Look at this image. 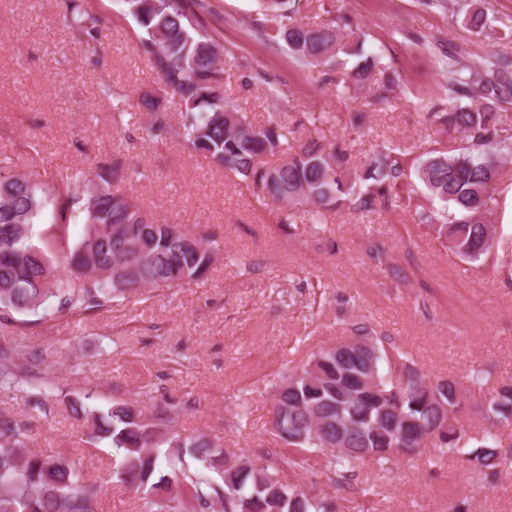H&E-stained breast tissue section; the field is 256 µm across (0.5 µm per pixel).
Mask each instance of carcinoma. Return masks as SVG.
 Masks as SVG:
<instances>
[{
	"label": "carcinoma",
	"mask_w": 512,
	"mask_h": 512,
	"mask_svg": "<svg viewBox=\"0 0 512 512\" xmlns=\"http://www.w3.org/2000/svg\"><path fill=\"white\" fill-rule=\"evenodd\" d=\"M143 30L139 52L158 75L165 94L182 107V121H169L164 100L142 95L136 106L149 115L141 133L157 146L180 141L214 165L240 177L289 209L311 206L309 220L322 226V211L338 208L368 214L387 205L391 190L415 169L428 194L445 203L419 206L415 220L434 231L442 244L468 264L481 263L499 234L489 219L502 164L512 156V133L500 111L512 103V58L491 55L440 59L448 74V104L426 105L422 121L439 137L458 140L455 148L432 147L409 162L408 152L383 145L364 171L347 174L352 146L302 142L291 129L270 118L252 123L224 96V67L218 42L194 21L182 0H124ZM290 0H271L257 32L284 40L306 66H321L344 95L372 80L369 105L382 108L391 77L378 58L343 44L345 16L313 27L292 19ZM72 36L86 45L95 63L105 21L79 0H62ZM477 35L509 37L512 22L474 10L465 19ZM356 56L351 68L340 55ZM112 101L113 120L132 139L129 96L112 85L99 86ZM469 103H462V99ZM121 152L97 160L92 177L78 175L83 190L51 187L0 165V313H35L50 301L55 312H99L157 288H182L203 279L217 254L208 241L181 224L156 220L144 203L114 191L126 176ZM53 224L83 216L84 232L69 245L51 233L37 245L34 224L47 206ZM353 345L321 347L307 362L288 369L270 384L269 434L274 447L253 459L232 452L207 434L176 430L190 400L163 399L149 411L137 400L118 399L106 409L86 408L91 433L119 456L115 474L140 500L139 512H338L332 492L368 494L367 463L384 466L396 454H440L458 450L460 417L468 389L458 380L433 377L394 346L369 321L351 325ZM0 346V386L31 382L27 367L10 362ZM485 417L492 429L464 453L471 472L485 480L512 464V442L499 429L512 426V381L485 394ZM29 427L0 411V512H98L101 487L84 479L76 463L59 455L27 450ZM318 459L326 488L296 485L288 473Z\"/></svg>",
	"instance_id": "obj_1"
}]
</instances>
